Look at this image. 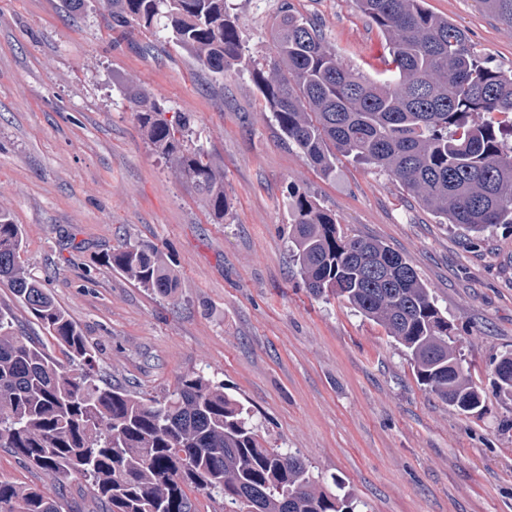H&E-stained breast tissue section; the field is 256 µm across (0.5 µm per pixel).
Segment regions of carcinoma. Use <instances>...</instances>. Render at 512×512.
I'll use <instances>...</instances> for the list:
<instances>
[{
    "instance_id": "cac0c4a2",
    "label": "carcinoma",
    "mask_w": 512,
    "mask_h": 512,
    "mask_svg": "<svg viewBox=\"0 0 512 512\" xmlns=\"http://www.w3.org/2000/svg\"><path fill=\"white\" fill-rule=\"evenodd\" d=\"M112 31L171 33L199 66L224 76L244 63L225 0H99ZM389 42L384 80L346 68L317 27L283 2L272 26V67L255 73L283 140L320 172L337 155L388 171L446 224L479 234L512 224V72L484 65L463 29L423 0H354ZM512 26V0H477ZM130 108L152 149L191 182L209 213L228 207L224 171L184 148L191 123L133 90ZM289 242L310 292L345 301L404 349L422 385L457 412L479 415L473 384L430 289L400 254L345 232L336 215L293 187ZM21 226L0 212V282L71 361L87 356L79 327L20 262ZM151 293L178 299L177 275L150 243L103 257ZM494 384L512 401V353ZM0 448L65 479L83 478L101 512H196L195 495L224 512H353L321 489L301 457L265 444L250 411L224 384L198 372L161 398L66 369L0 310ZM0 512H59L49 491L0 481Z\"/></svg>"
}]
</instances>
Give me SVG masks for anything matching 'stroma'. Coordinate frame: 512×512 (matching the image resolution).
Segmentation results:
<instances>
[{"mask_svg": "<svg viewBox=\"0 0 512 512\" xmlns=\"http://www.w3.org/2000/svg\"><path fill=\"white\" fill-rule=\"evenodd\" d=\"M337 58L380 78L389 46L353 0H291ZM247 64L215 78L166 39L114 40L97 0H0V211L20 258L81 328L96 372L160 397L203 371L252 412L261 435L300 455L355 512H512V402L492 364L512 350V226L470 242L388 172L342 158L324 176L283 144L255 73L268 70L280 0H227ZM490 65L512 70V27L476 0H425ZM192 117L186 139L224 171L215 223L192 184L147 144L131 86ZM352 233L384 242L431 289L485 407L464 415L425 390L408 356L347 303L310 294L288 247L289 188ZM150 241L179 277L178 303L105 266ZM18 333L61 351L10 289ZM0 480L55 491L60 512H98L88 483L0 448Z\"/></svg>", "mask_w": 512, "mask_h": 512, "instance_id": "obj_1", "label": "stroma"}]
</instances>
